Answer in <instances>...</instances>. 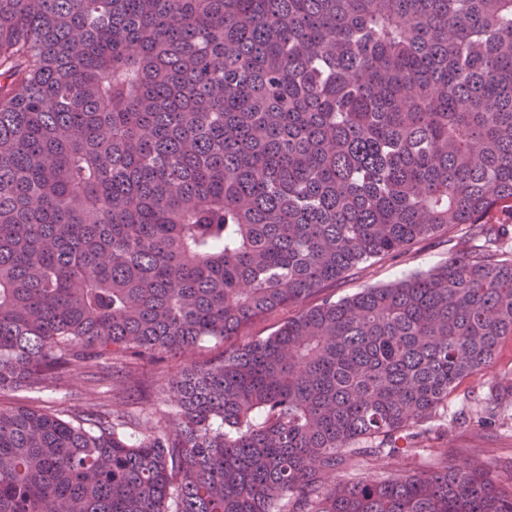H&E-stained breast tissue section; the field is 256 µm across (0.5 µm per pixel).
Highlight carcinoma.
Segmentation results:
<instances>
[{"label":"carcinoma","mask_w":512,"mask_h":512,"mask_svg":"<svg viewBox=\"0 0 512 512\" xmlns=\"http://www.w3.org/2000/svg\"><path fill=\"white\" fill-rule=\"evenodd\" d=\"M506 224L512 0H0V391L217 346L133 441L93 391L0 408V512H512V472L358 476L512 343ZM463 227L464 225L449 228L448 235L432 237L418 244L405 255L387 256L377 259L371 264L362 265L360 269L354 271L353 275L336 283V286L331 288L336 297L341 298L351 295L361 288L389 284L403 274L425 271L448 258V239H452V243L457 244V249H466L470 246L464 236Z\"/></svg>","instance_id":"obj_1"}]
</instances>
